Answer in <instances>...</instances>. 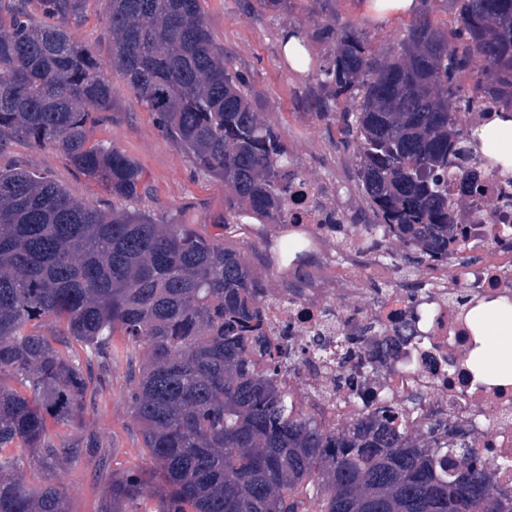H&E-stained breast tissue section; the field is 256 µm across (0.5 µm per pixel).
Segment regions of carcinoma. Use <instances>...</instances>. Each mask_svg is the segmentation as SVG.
<instances>
[{
  "mask_svg": "<svg viewBox=\"0 0 512 512\" xmlns=\"http://www.w3.org/2000/svg\"><path fill=\"white\" fill-rule=\"evenodd\" d=\"M88 2L0 0V512H68L46 473L94 455L96 439L69 441L48 423L95 406L94 363L117 357L138 366L130 402L147 466L112 471L105 512H308L307 494L316 512H512L473 444L439 450L383 408L327 427L288 405L279 376L298 356L267 347L268 294L241 255L122 206L139 195L142 171L90 138L112 111L114 72L201 172L224 181L226 224H288L293 161L224 59L205 0H109L105 58L73 34ZM455 2L448 30L426 10L385 60L361 30L328 18L334 48L309 90L315 115L338 118L355 146L376 225L429 258L455 239V195L482 193L459 114L512 106V0ZM17 143L58 151L112 209L27 168ZM48 321L60 335L43 333ZM308 348L371 365L346 333Z\"/></svg>",
  "mask_w": 512,
  "mask_h": 512,
  "instance_id": "cac0c4a2",
  "label": "carcinoma"
}]
</instances>
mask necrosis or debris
I'll list each match as a JSON object with an SVG mask.
<instances>
[{"label": "necrosis or debris", "instance_id": "necrosis-or-debris-1", "mask_svg": "<svg viewBox=\"0 0 512 512\" xmlns=\"http://www.w3.org/2000/svg\"><path fill=\"white\" fill-rule=\"evenodd\" d=\"M511 192L512 179L487 171L482 196L465 200V222L448 256L431 260L426 277L402 280L379 298L357 283L374 276L380 255L398 252L400 241L389 233L352 237L336 264V293L342 314L373 324L364 342L372 366L344 390L335 365L314 357L299 360L282 378L289 402L305 392L307 411L328 426L378 406L396 407V426L420 437L432 422L447 425L448 441L476 443L498 461L491 484L505 499L512 497V383L489 381L470 368L478 338L469 313L491 298L512 303V249L506 246L512 226L495 218ZM334 198V188L306 174L295 180L286 209L289 223L306 234L303 254L330 237L321 220ZM324 308L322 289L311 284L271 298L264 306L270 339L294 346L311 336L335 338Z\"/></svg>", "mask_w": 512, "mask_h": 512}]
</instances>
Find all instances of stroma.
<instances>
[{
	"mask_svg": "<svg viewBox=\"0 0 512 512\" xmlns=\"http://www.w3.org/2000/svg\"><path fill=\"white\" fill-rule=\"evenodd\" d=\"M363 0H332L337 22H352L368 34L380 58L396 51L411 22L398 16L385 22L372 19ZM246 0H207L206 20L217 44L233 69L245 78L257 95L262 121L277 129L295 163L314 178L336 189L340 213L373 221L369 203L355 183L353 148L340 140L334 122L318 119L307 104L308 80L293 69L280 44L281 31L295 25L309 39L313 60L331 51L332 40L314 38L319 20L309 0H296L290 11L246 9ZM92 140L110 145L132 159L142 170L146 190L138 202L178 224L191 225L199 234L223 240L241 253L253 274L271 295L286 294L290 285L316 277L317 263L293 264L282 254L288 235L280 224L224 223V184L200 173L159 128L155 113L146 110L120 77L112 79V110L91 131ZM13 153L30 169L47 174L63 184L77 199L107 207L112 203L96 185L90 184L53 148L17 144ZM129 366L116 360L108 370L106 385L94 408L80 422L53 425L52 430L74 439L95 437L102 449L112 452V468L136 469L141 463L142 439L128 398ZM69 512H101L107 474L93 462L81 460L61 469Z\"/></svg>",
	"mask_w": 512,
	"mask_h": 512,
	"instance_id": "stroma-1",
	"label": "stroma"
}]
</instances>
